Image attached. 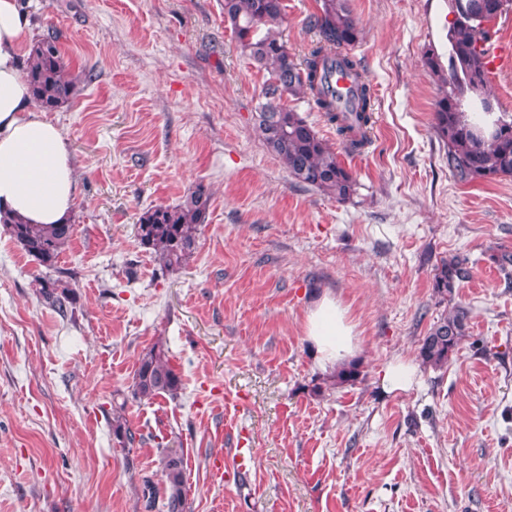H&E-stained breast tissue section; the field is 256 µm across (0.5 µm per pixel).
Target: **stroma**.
Returning <instances> with one entry per match:
<instances>
[{
    "label": "stroma",
    "mask_w": 512,
    "mask_h": 512,
    "mask_svg": "<svg viewBox=\"0 0 512 512\" xmlns=\"http://www.w3.org/2000/svg\"><path fill=\"white\" fill-rule=\"evenodd\" d=\"M35 38L56 32L71 103L47 112L79 176L58 265L78 296L60 316L36 292L46 270L0 231V512H155L157 450L182 453L191 512H512V283L489 256L512 251V178L459 181L433 127L448 60V0H347L348 52L375 95L369 145L314 126L357 184L344 203L296 182L254 116L265 73L244 55L223 0H22ZM278 32L304 57L317 0H284ZM212 192L197 249L161 271L136 224L157 205ZM456 255L471 309L448 360L419 345L450 303L434 268ZM332 293L354 327L358 377L316 370L304 323ZM163 342L178 398L135 401L138 361ZM417 367L387 393L396 359ZM123 407L142 444L112 435ZM246 472L223 480L212 460ZM415 377V366L406 361H397L381 372L379 382L386 392H406L412 388Z\"/></svg>",
    "instance_id": "stroma-1"
}]
</instances>
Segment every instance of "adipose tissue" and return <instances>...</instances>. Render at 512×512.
Masks as SVG:
<instances>
[{"label":"adipose tissue","mask_w":512,"mask_h":512,"mask_svg":"<svg viewBox=\"0 0 512 512\" xmlns=\"http://www.w3.org/2000/svg\"><path fill=\"white\" fill-rule=\"evenodd\" d=\"M32 38L20 0H0V215L63 224L72 215L79 179L65 137L36 107L22 74ZM305 334L323 375H337L358 352L346 311L332 294L309 308Z\"/></svg>","instance_id":"ef3b65f1"}]
</instances>
